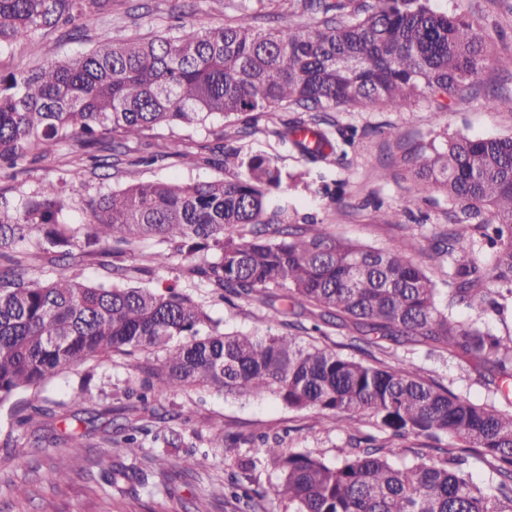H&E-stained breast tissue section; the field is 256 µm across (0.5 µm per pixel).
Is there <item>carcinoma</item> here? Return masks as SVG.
I'll return each instance as SVG.
<instances>
[{
  "instance_id": "cac0c4a2",
  "label": "carcinoma",
  "mask_w": 512,
  "mask_h": 512,
  "mask_svg": "<svg viewBox=\"0 0 512 512\" xmlns=\"http://www.w3.org/2000/svg\"><path fill=\"white\" fill-rule=\"evenodd\" d=\"M110 2L0 0V49L61 25L78 32ZM297 7L316 19L313 29L262 31L248 14L217 27L190 21L173 34L107 38L78 57L1 73L0 164L16 166L70 141L135 139L161 125L280 108L297 113L275 130L282 142L312 164L328 163L334 142L323 129L315 147L301 139L308 129L301 113L392 111L424 94L480 91L485 38L474 18L436 12L429 0H298ZM216 150L224 152L227 176L100 193L80 233L67 224L60 186L48 184L20 208L0 197V257L7 261L0 266V408L20 426L36 415L56 420L60 404L40 397L51 378L99 356L161 352L160 363L142 367L137 400L144 411L160 396L200 386L270 395L292 409L332 412L345 432L369 416L395 438L446 435L495 475L487 489L474 484L462 468L467 459L451 452L442 464L419 456L400 467L370 438L328 465L264 437L261 455L238 467L274 464L281 472L275 494L290 512H512L511 410L464 399L405 359L368 362L317 340L325 326H351L353 350L414 345L472 358L512 404V335H497L484 322L488 312L502 315L512 306V136L457 135L410 156L416 180L441 189L470 220L432 250L452 268L444 308L435 281L412 260L418 241L378 249L341 239L326 224L310 234L307 225L288 223L285 209L266 214L268 196L284 183L275 158ZM145 237L166 244L153 254L157 267L180 256L229 305L255 304L271 323L303 318L311 322L304 331L315 336L221 333L191 295L130 286L123 268L92 283L68 273L42 280L30 263L45 257L78 264ZM30 239L34 251L11 254ZM484 242L496 248L488 266L476 254ZM457 306L468 309L465 318L453 315ZM148 438L159 440L160 431L133 426L124 447L135 456ZM140 474L124 465L102 471L110 486ZM258 496L231 483L237 512H250Z\"/></svg>"
}]
</instances>
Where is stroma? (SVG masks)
<instances>
[{
  "label": "stroma",
  "mask_w": 512,
  "mask_h": 512,
  "mask_svg": "<svg viewBox=\"0 0 512 512\" xmlns=\"http://www.w3.org/2000/svg\"><path fill=\"white\" fill-rule=\"evenodd\" d=\"M430 5L439 12L479 20L487 54L478 76L481 95L465 91L441 108L420 97L398 111L340 108L328 113L333 134L344 137L339 144L341 154L333 164H308L290 145L282 143L274 131L285 114L277 111L252 122L249 136L242 139L237 136L240 122L216 118L193 127L160 126L116 149L107 144L54 145L40 159L0 170V196L18 207L46 184L63 185L67 218L78 228L87 218L88 201L100 192L144 180L186 183L222 177L223 169L206 161L211 148L241 144L276 158L289 175L281 190L269 196L268 210L287 208L289 223H301L309 216L317 223L331 225L341 238L374 248L389 249L402 238L415 237L420 249L413 260L440 288L439 304H446L448 263L433 259L431 247L436 234L458 223L461 208L440 190L414 182L403 156L418 143L448 136H512V69L502 65L503 59L512 56V0H430ZM244 11L261 30L286 23L302 27L314 24L301 13L296 0H112L96 24L83 34L58 28L1 49L0 73L38 65L45 44L55 57L65 58L86 52L110 36L150 38L175 32L190 20L204 27L220 26ZM489 93L497 97L492 108L485 104ZM174 142L181 151L177 157L167 154ZM149 155L155 156V163H146ZM376 169L385 171V179L372 178ZM386 211L397 212L396 223H383L381 215ZM158 249L156 241L148 240L108 260L128 268L131 284L171 286L190 294L220 320L223 331H268L264 309L246 303L227 305L209 289L199 287L181 260L155 267L151 255ZM397 357L412 361L423 378L436 380L472 402L495 399L492 385L476 363L404 348L386 355L385 360L390 363ZM154 361L150 353L134 359L115 354L53 378L41 394L64 404L67 417L63 420L47 423L38 418L20 426L12 423L7 412L0 411V512H230L224 504L227 477L241 460L255 455L260 435L281 436L286 447L328 463L335 462L349 445L347 433L337 430L331 417L289 408L270 396L238 398L207 388L168 393L155 402L154 413L141 415L142 421H154L156 428L178 435V447L149 441L138 457L127 456L122 444L127 424L123 408L131 403L129 391L141 383L142 365ZM84 379L93 395L114 409L112 440L103 442L102 431H92L85 438V448L75 451L65 440L79 427L74 414L82 406L75 394ZM217 428L239 435L238 447H212L210 437ZM50 431L58 436V444L34 447V435ZM361 431L391 450L393 462L400 466L412 463L419 454L444 461L451 445L445 436L391 437L371 418L365 419ZM188 451L208 454L207 467L197 470L187 482L164 488L158 479L160 464L175 463ZM60 457L67 459L69 469L65 480L57 482L51 480L50 471ZM104 458L142 469L148 476L147 485L121 490L105 484L100 477Z\"/></svg>",
  "instance_id": "obj_1"
}]
</instances>
